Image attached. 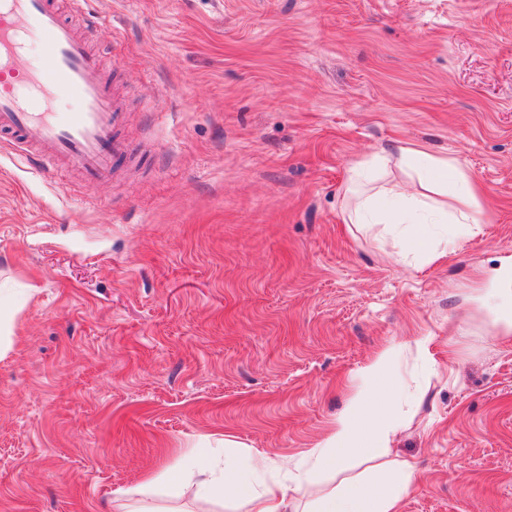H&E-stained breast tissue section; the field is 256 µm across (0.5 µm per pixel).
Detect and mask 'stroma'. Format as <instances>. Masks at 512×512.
<instances>
[{"label": "stroma", "mask_w": 512, "mask_h": 512, "mask_svg": "<svg viewBox=\"0 0 512 512\" xmlns=\"http://www.w3.org/2000/svg\"><path fill=\"white\" fill-rule=\"evenodd\" d=\"M129 143L111 183L0 143V512H112L220 447L313 446L364 363L433 337L402 512H512V0H87ZM411 142L481 231L406 266L348 223Z\"/></svg>", "instance_id": "obj_1"}]
</instances>
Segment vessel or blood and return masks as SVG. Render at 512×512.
Listing matches in <instances>:
<instances>
[{
  "instance_id": "1",
  "label": "vessel or blood",
  "mask_w": 512,
  "mask_h": 512,
  "mask_svg": "<svg viewBox=\"0 0 512 512\" xmlns=\"http://www.w3.org/2000/svg\"><path fill=\"white\" fill-rule=\"evenodd\" d=\"M90 35L66 19L56 0H0V140L22 161L105 184L126 145L114 134L118 104L105 77L112 59L91 49ZM33 41L41 52L35 70L25 64ZM59 88L74 111H56Z\"/></svg>"
}]
</instances>
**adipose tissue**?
Returning <instances> with one entry per match:
<instances>
[{
    "mask_svg": "<svg viewBox=\"0 0 512 512\" xmlns=\"http://www.w3.org/2000/svg\"><path fill=\"white\" fill-rule=\"evenodd\" d=\"M392 162L415 171L416 187L363 189L348 216L350 223L383 225L402 261L420 257L432 262L444 255L449 241L478 233L479 219L469 207L476 197L474 187L448 159L403 144L373 164L355 166L351 181L360 185L371 168ZM433 203L449 216L448 234L419 220L420 212ZM403 357V348L392 345L361 366L330 429L292 465L279 466L257 448H235L228 437L224 445L232 453L224 460L206 457L198 465L148 478L137 495L157 491L178 501L191 489L200 498L230 499L244 512H400L416 470L409 461L393 459L392 450L414 418L420 395L408 382L391 377Z\"/></svg>",
    "mask_w": 512,
    "mask_h": 512,
    "instance_id": "ef3b65f1",
    "label": "adipose tissue"
}]
</instances>
